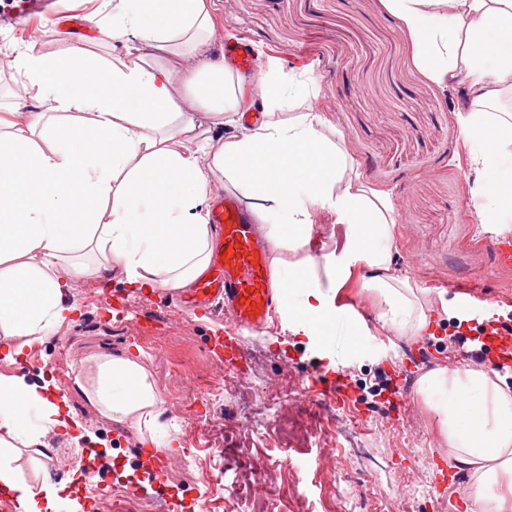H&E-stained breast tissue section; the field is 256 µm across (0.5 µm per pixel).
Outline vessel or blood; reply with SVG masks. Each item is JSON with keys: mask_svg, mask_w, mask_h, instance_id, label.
I'll return each mask as SVG.
<instances>
[{"mask_svg": "<svg viewBox=\"0 0 512 512\" xmlns=\"http://www.w3.org/2000/svg\"><path fill=\"white\" fill-rule=\"evenodd\" d=\"M61 0H0V28H12L35 33L41 18L57 20L61 29L82 34L85 23L72 12L60 6ZM224 63L237 75L250 77L258 71V58L252 43L239 38L224 45ZM209 221L218 233L207 273L193 288L181 296L179 306L196 316L210 315L216 306L224 308V338L216 342L212 352L226 358L229 364L243 359V336L248 331L265 327L276 306L268 262L269 244L254 224L247 208L233 194L216 190L211 199ZM233 247L230 258H223L222 250ZM488 246L494 265L501 270L512 269V232L491 236ZM464 305H479L483 314L480 323L471 326L468 336L473 346L481 348L487 368L498 373L512 371V354L505 353L501 344L506 324L512 322V308L485 304L482 289L471 287L460 291ZM345 374L330 371L324 376L325 393L337 405L349 403L344 391ZM138 461L148 476L150 485L160 482L171 459L168 455L140 451Z\"/></svg>", "mask_w": 512, "mask_h": 512, "instance_id": "obj_1", "label": "vessel or blood"}]
</instances>
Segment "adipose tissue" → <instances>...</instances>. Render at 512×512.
I'll return each mask as SVG.
<instances>
[{
    "instance_id": "1",
    "label": "adipose tissue",
    "mask_w": 512,
    "mask_h": 512,
    "mask_svg": "<svg viewBox=\"0 0 512 512\" xmlns=\"http://www.w3.org/2000/svg\"><path fill=\"white\" fill-rule=\"evenodd\" d=\"M412 37L415 60L441 87L460 86L456 110L482 204L478 222L498 230L512 213V116L489 111L512 94V0H387ZM123 52L100 59L75 47L66 60L29 45L13 59L43 104L20 117L0 113V346L7 358L52 335L76 305L78 279L180 292L208 269L214 181L250 188L252 213L272 244L276 314L324 354L363 347L357 319L336 294L355 266L387 329L421 335L429 317L408 277L393 267L396 206L391 190L355 171L346 147L327 139L324 113L281 112L309 98L301 81L269 65L253 91L237 89L206 54L213 0H120L107 30ZM258 107L248 133L213 140L226 115ZM346 229L341 251L313 248L316 211ZM75 384L99 414L127 425L141 444L169 433L163 398L147 363L99 352ZM47 387L0 376V490L24 512H59L60 489L32 488L15 462L43 446L46 429L68 428ZM417 393L436 419L449 461L468 466L491 512H512V388L485 367L438 368Z\"/></svg>"
}]
</instances>
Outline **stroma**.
Returning a JSON list of instances; mask_svg holds the SVG:
<instances>
[{
    "label": "stroma",
    "instance_id": "stroma-1",
    "mask_svg": "<svg viewBox=\"0 0 512 512\" xmlns=\"http://www.w3.org/2000/svg\"><path fill=\"white\" fill-rule=\"evenodd\" d=\"M215 38L208 48L223 56L222 39H251L261 62L311 82L310 104L326 113L325 134L351 147L358 171L369 183L392 191L396 204L394 268L409 277L430 316L435 341L448 336L460 317L455 291L476 285L486 295L512 296V271L493 267L478 232L481 200L469 176V148L454 111L459 90L429 82L413 61L414 47L385 0H214ZM79 11L90 40L72 42L55 21L41 22L38 46L62 57L79 46L100 57L121 50L103 30L114 0H64ZM359 266L342 293L357 303L364 348L340 353L357 406H330L311 390L314 349L306 337L271 318L268 329L249 334L244 359L230 370L208 347L224 327L223 315L198 318L159 301L153 293L115 282L132 315L147 324L139 337L98 310L102 285H72L77 305L70 323L33 342L35 373L64 372L63 392L75 425L50 464L62 496L77 501L83 477L74 459L91 440L112 451L121 484L137 482L129 449L120 447L117 426L92 409L74 389L82 361L92 352L145 356L162 394L163 420L174 440L165 478L168 493L183 497L186 512H252L241 486L246 470L277 469L267 483L270 512H487L474 492L471 471L437 497L429 492L435 462L445 451L434 421L423 413L416 386L406 400L371 396L377 369L392 370L413 340L383 328L378 302L364 289ZM225 380L222 394L200 401L198 391Z\"/></svg>",
    "mask_w": 512,
    "mask_h": 512
}]
</instances>
